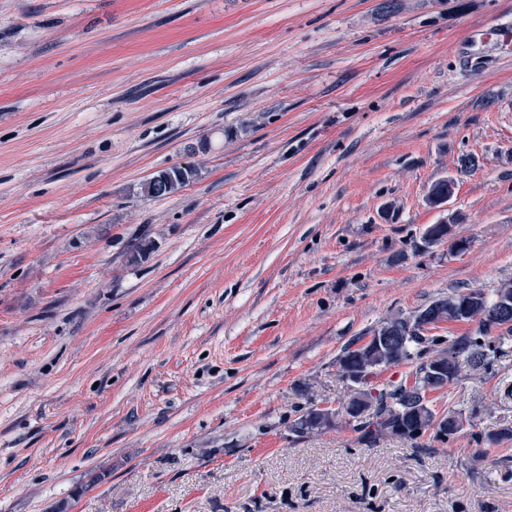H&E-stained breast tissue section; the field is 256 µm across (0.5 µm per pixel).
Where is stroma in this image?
Masks as SVG:
<instances>
[{"mask_svg":"<svg viewBox=\"0 0 512 512\" xmlns=\"http://www.w3.org/2000/svg\"><path fill=\"white\" fill-rule=\"evenodd\" d=\"M510 280L512 0H0V512H512V440L290 431ZM431 399L512 427V333ZM182 169L183 168L181 166H174V167H170L168 169L162 170L158 173L159 175H160V173H162L164 175L165 174L169 175L166 178L165 188L161 194L153 192V187L151 184L152 178H150L143 184L142 193L149 197L158 198V197H162V196L170 194L171 192L178 189L179 187L185 186L186 184H188L190 182V180L192 181V179L196 175V171L192 168L187 167V169L184 170L185 173H183Z\"/></svg>","mask_w":512,"mask_h":512,"instance_id":"35a3bbf8","label":"stroma"}]
</instances>
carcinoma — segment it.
<instances>
[{"label": "carcinoma", "mask_w": 512, "mask_h": 512, "mask_svg": "<svg viewBox=\"0 0 512 512\" xmlns=\"http://www.w3.org/2000/svg\"><path fill=\"white\" fill-rule=\"evenodd\" d=\"M166 175L162 193L153 192L151 181L142 186V193L153 198L168 195L188 184L196 175L192 168L170 167L162 171ZM501 298H512V282L503 283L493 290L492 295L484 296L487 309L496 306ZM475 330L460 336H450L442 341L431 333H408L402 317L391 318L373 329V332H387L391 336L390 346L382 353L367 357L371 364L368 377L362 382L369 398L365 415L349 422L357 433L359 443L373 446L380 439L395 437L410 443L419 444L426 435L443 443L451 444L460 435L466 433L475 445L473 458L480 460L487 456V447L512 440L511 429L477 430L471 419H462V414L448 411V428L435 425L437 413L424 399L426 385L421 382L425 367L436 358H442L448 368V382L458 379L462 366L466 365L474 372L487 370L491 362L492 346L495 341L493 332L500 328L493 318L473 320ZM408 368L407 374L397 383H391L381 389L374 387L372 379L384 370L398 365ZM335 427L325 420L322 413L314 407H304L293 421L290 431L300 439L315 432Z\"/></svg>", "instance_id": "cac0c4a2"}]
</instances>
